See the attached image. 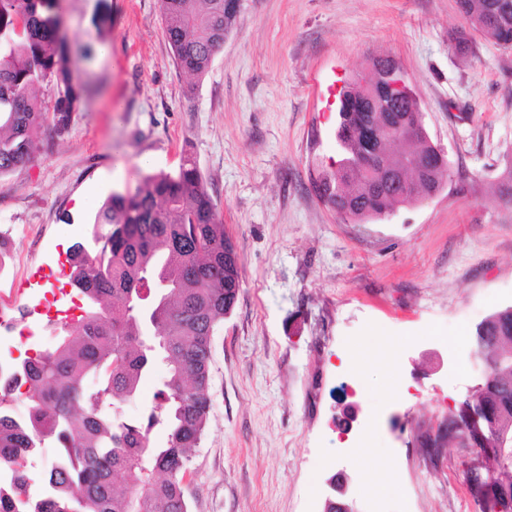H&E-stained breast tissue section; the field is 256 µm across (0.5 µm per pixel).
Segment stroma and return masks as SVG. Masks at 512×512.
Segmentation results:
<instances>
[{"instance_id": "obj_1", "label": "stroma", "mask_w": 512, "mask_h": 512, "mask_svg": "<svg viewBox=\"0 0 512 512\" xmlns=\"http://www.w3.org/2000/svg\"><path fill=\"white\" fill-rule=\"evenodd\" d=\"M92 96L53 151L0 179V234L23 311L112 192L191 151L240 259L212 338L207 429L189 512H323L337 471L355 512H479L476 449L421 435L481 382L473 334L512 306V50L464 27L455 0H243L208 73L174 61L158 0H63ZM394 58L451 162L438 194L367 224L312 189L336 153L331 89Z\"/></svg>"}]
</instances>
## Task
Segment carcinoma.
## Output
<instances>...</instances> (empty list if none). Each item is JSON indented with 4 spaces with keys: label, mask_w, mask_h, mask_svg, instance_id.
Instances as JSON below:
<instances>
[{
    "label": "carcinoma",
    "mask_w": 512,
    "mask_h": 512,
    "mask_svg": "<svg viewBox=\"0 0 512 512\" xmlns=\"http://www.w3.org/2000/svg\"><path fill=\"white\" fill-rule=\"evenodd\" d=\"M159 2L177 66L203 76L240 11L233 0ZM456 7L469 27L512 50V0H456ZM451 49L471 53L467 32L452 37ZM45 81L55 89L51 108L36 92ZM89 95L63 31L62 0H0V178L48 151ZM364 116L338 110V159L314 187L340 220L359 224L420 198L404 181L378 182L352 162L399 153L422 161L431 151L423 134L400 140ZM498 192L512 202V165ZM228 241L187 153L176 174L146 176L105 200L89 237L69 249L70 284L84 314L59 328L53 348L0 379V512H188L182 482L211 409V340L240 289L239 257L224 249ZM474 344L512 351V306L480 323ZM160 363L156 404L138 421L122 420L114 408L135 399ZM5 382L25 388L30 414L23 421L7 409ZM489 383L499 393L478 398L512 410V364L489 371ZM157 427L167 432L161 447L151 439ZM47 444L57 454L40 478L42 493L32 495L27 464Z\"/></svg>",
    "instance_id": "1"
}]
</instances>
